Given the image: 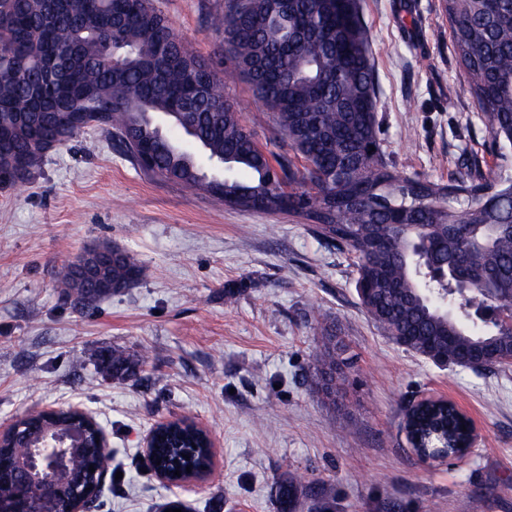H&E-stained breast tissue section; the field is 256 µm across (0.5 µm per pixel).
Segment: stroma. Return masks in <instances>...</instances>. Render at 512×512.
Masks as SVG:
<instances>
[{
    "label": "stroma",
    "instance_id": "stroma-1",
    "mask_svg": "<svg viewBox=\"0 0 512 512\" xmlns=\"http://www.w3.org/2000/svg\"><path fill=\"white\" fill-rule=\"evenodd\" d=\"M218 73L257 143L293 153L212 28L224 0H154ZM379 85L386 160L406 176L448 181L478 155L512 176V149L489 151L485 120L452 53L442 0H362ZM109 244L148 276L90 313L60 302L54 274ZM355 259L299 216L243 211L148 175L102 129L47 152L28 180L0 187V428L21 412L78 405L105 429L121 481L95 512H279L288 473H308L331 512H512V366L440 368L392 342L355 289ZM335 325L358 384L347 426L308 376ZM148 352L139 382L114 380L107 350ZM454 400L478 431L464 463L428 465L409 450L403 413L417 397ZM189 415L216 442L202 489L162 485L140 458L145 434Z\"/></svg>",
    "mask_w": 512,
    "mask_h": 512
}]
</instances>
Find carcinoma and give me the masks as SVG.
Returning a JSON list of instances; mask_svg holds the SVG:
<instances>
[{"label": "carcinoma", "mask_w": 512, "mask_h": 512, "mask_svg": "<svg viewBox=\"0 0 512 512\" xmlns=\"http://www.w3.org/2000/svg\"><path fill=\"white\" fill-rule=\"evenodd\" d=\"M240 0H224L214 19L236 70L301 160L272 163L240 115L224 100L217 74L189 49L152 0H0V22L9 21V43L0 50V142L3 185L28 179L16 173L17 156L58 141L50 110H106V131L135 157L151 147L158 175L188 190H204L232 208L263 210V198L311 222L314 232L357 259L356 292L371 320L397 345L433 363L472 369L512 358V331L484 310L512 299V178L496 189L461 171L448 182L397 173L384 159L377 120V82L360 0H247L251 19L236 22ZM452 49L474 103L500 148H512V0H444ZM120 40L130 52L114 68L103 46ZM177 129L190 152L158 129ZM222 172L221 194L205 169ZM118 291L148 270L116 248L100 264ZM56 285L73 307L89 312L109 296L79 288L74 267L61 265ZM112 377L134 381L145 358L114 348L102 358ZM352 358L336 332L321 329L310 384L322 402L352 419L345 383ZM422 442L463 437L453 411L430 405L412 415ZM26 445L69 431L93 430L70 408L37 413L21 422ZM195 448L194 473L210 464L208 435L186 425L158 434L154 459L175 472L176 443ZM109 448L66 443L68 467L81 465L84 491L98 474L88 464ZM308 474L294 472L276 484L279 512H327L326 493H310Z\"/></svg>", "instance_id": "carcinoma-1"}]
</instances>
